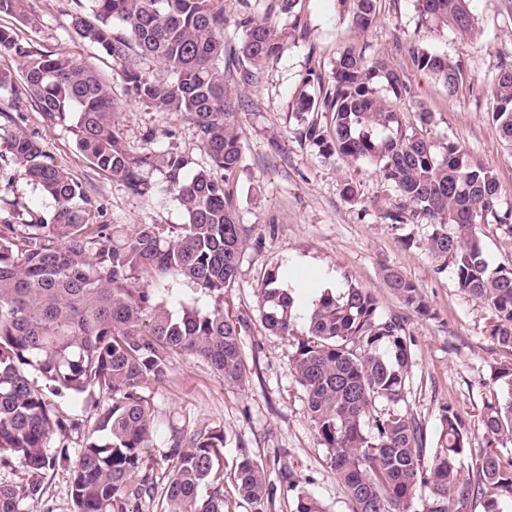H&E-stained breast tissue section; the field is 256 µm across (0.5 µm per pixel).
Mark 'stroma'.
Wrapping results in <instances>:
<instances>
[{
  "mask_svg": "<svg viewBox=\"0 0 512 512\" xmlns=\"http://www.w3.org/2000/svg\"><path fill=\"white\" fill-rule=\"evenodd\" d=\"M221 2L227 19L226 57L239 54L240 17H271L288 36L283 54L265 68L259 82L236 85L243 154L231 191L248 241L224 309L245 322L241 348L251 374L245 384H230L204 360L172 356L168 378L144 390L152 412L147 460L156 472H164L176 438L187 439L200 430L217 432L224 436L225 512H254L233 486L235 463L245 454L264 465L274 487L263 512H293L300 490L318 499L326 512H354L326 448L318 442L305 390L291 370L297 339L307 330L308 311L297 310L294 336L265 329L257 289L266 271L303 263L313 272H325L334 285L358 283L376 297L383 317L404 320L414 338L405 408L423 424L431 441L437 436L442 409L449 406L464 419L473 448H484L480 415L486 403L503 394L492 384L491 371L512 362V349L491 338V309L458 288L449 259L426 249L431 226L389 219L398 200L388 191L378 166L354 164L339 156L323 159L317 147L297 137L301 125L295 116L297 91L308 71L329 78L343 49L388 55L411 80L412 96L403 105L405 120H412L418 111L431 113L425 135L436 149L453 143L472 161L491 167L501 186L502 208L512 207V142L502 137L490 114L493 80L501 64H512V0H471L476 27L471 37L449 28L421 26L415 0H378L374 24L366 32L351 24L338 0H297L289 13L276 8L275 0ZM30 6L35 20L21 28V36L96 65L112 85L119 104L118 129L129 147L138 152L179 151L192 156L197 165L209 166L190 119L126 99L123 82L109 60L75 36L74 0H31ZM414 45L461 65L465 79L456 93H447L440 83L413 68L408 49ZM18 132L33 136L59 166L83 182L104 207L106 223L165 227L184 223L175 196L159 205L131 195L79 151L69 124L50 125L33 108L16 109L13 94L0 90V197L23 205L24 221L50 218L56 203L17 174L7 144ZM348 180L357 188L354 205L343 197ZM480 238L490 267L512 269L511 228L485 224ZM387 267L417 284L434 317H418L392 293L383 279ZM106 403L95 392L77 400L57 398L59 410L78 427L55 437L51 449L65 445L74 456L86 442L99 438L98 417ZM286 470L293 473L296 490H289L283 479ZM43 486L42 499L25 501L24 512H72L67 464L47 470Z\"/></svg>",
  "mask_w": 512,
  "mask_h": 512,
  "instance_id": "stroma-1",
  "label": "stroma"
}]
</instances>
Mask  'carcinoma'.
I'll list each match as a JSON object with an SVG mask.
<instances>
[{
  "label": "carcinoma",
  "mask_w": 512,
  "mask_h": 512,
  "mask_svg": "<svg viewBox=\"0 0 512 512\" xmlns=\"http://www.w3.org/2000/svg\"><path fill=\"white\" fill-rule=\"evenodd\" d=\"M470 0H417L422 21L470 33ZM357 29L375 19L377 0H339ZM71 28L122 72L125 96L169 112L190 115L200 132L216 179L177 151H132L115 127L117 102L110 82L91 64L29 42L0 25V56L17 70H0V88L18 96L53 125L69 121L77 148L129 193L151 197L143 172L159 171L175 193L186 222L172 230L158 224H106L82 183L57 165L26 134L8 152L23 178L41 186L57 204L52 221L0 223V464L17 468L18 481L0 484V512H21L43 494L44 471L70 460L63 446L49 452L52 436L75 422L48 395L78 397L90 390L111 404L100 415L101 440L86 443L72 466L75 512H128L133 500L153 499L159 483L160 512H224V438L196 433L190 445L171 449L169 471L145 465L150 407L144 386L169 375L173 353L210 363L224 381L241 384L246 369L241 323L224 311V296L239 273L246 229L237 222L225 186L242 160L236 124L237 94L277 60L284 35L271 20L242 17L243 69L224 60V8L211 0H75ZM26 25L27 0H0V14ZM120 26V33L115 27ZM416 69L456 92L459 64L414 47ZM160 61L173 75L160 80L142 60ZM322 83L310 72L296 103L300 137L330 157L379 166L384 182L401 198L389 215L397 223L421 220L432 227L426 248L451 259L458 287L490 306V336L512 347V271L492 269L479 237L483 224L508 221L498 214L500 185L493 170L473 165L450 143L438 153L422 134L431 114L404 124L387 95H412L408 76L383 56L347 48L339 53L330 87L318 103L305 86ZM324 107L330 124L305 115ZM491 117L512 141V64L494 82ZM168 277L213 295L218 305L202 312L185 307L173 315L150 285ZM388 288L420 317L432 307L417 285L397 270ZM265 327L281 336L295 331L291 290L269 270L258 288ZM306 336L298 339L292 368L307 393L309 418L354 512H501L502 493L512 494V364L494 368L507 396L484 406L486 446L475 453L459 414L446 407L436 445L427 448L423 424L402 411L413 366V339L400 321L383 318L373 295L348 282L323 291L310 309ZM239 495L259 505L270 495L267 470L247 455L236 464ZM421 488L430 497L415 508ZM294 512H325L316 498L298 493Z\"/></svg>",
  "instance_id": "obj_1"
}]
</instances>
